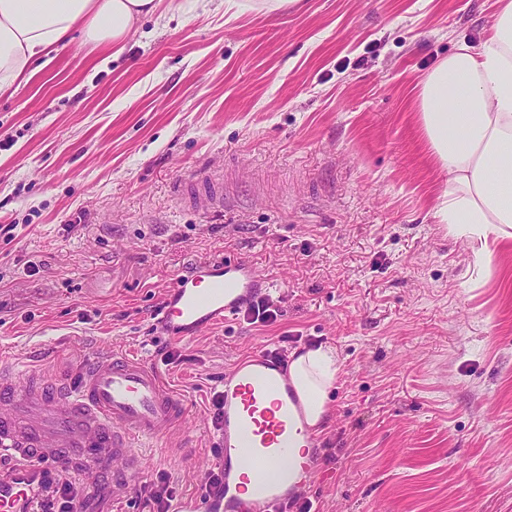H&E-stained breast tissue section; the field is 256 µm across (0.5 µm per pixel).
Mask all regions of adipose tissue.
<instances>
[{"instance_id": "adipose-tissue-1", "label": "adipose tissue", "mask_w": 512, "mask_h": 512, "mask_svg": "<svg viewBox=\"0 0 512 512\" xmlns=\"http://www.w3.org/2000/svg\"><path fill=\"white\" fill-rule=\"evenodd\" d=\"M158 0H0V91L31 77L51 50L81 33L85 41L122 51ZM414 110L428 148L448 184L436 214L450 233L512 229V0H496L480 47L460 45L414 90ZM339 371L335 347L294 349L288 381L304 419L294 454L310 456L307 436L330 415Z\"/></svg>"}]
</instances>
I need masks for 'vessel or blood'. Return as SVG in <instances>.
I'll use <instances>...</instances> for the list:
<instances>
[{
	"label": "vessel or blood",
	"instance_id": "vessel-or-blood-1",
	"mask_svg": "<svg viewBox=\"0 0 512 512\" xmlns=\"http://www.w3.org/2000/svg\"><path fill=\"white\" fill-rule=\"evenodd\" d=\"M195 205L221 207L224 188L205 178L181 186ZM267 278L232 259L194 265L182 274L160 307L170 335L191 337L235 316L266 294ZM226 452L224 495L217 503H186L180 512H274L301 498V484H285L291 457L288 430L303 417V406L282 366L265 357L237 363L224 377ZM183 414V403L160 383L154 369L118 353L93 355L77 382L23 377L0 368V512H42L54 472L95 475L127 491L145 463L141 440L162 438ZM252 485L241 497L235 483Z\"/></svg>",
	"mask_w": 512,
	"mask_h": 512
}]
</instances>
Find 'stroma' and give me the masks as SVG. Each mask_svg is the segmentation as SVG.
Wrapping results in <instances>:
<instances>
[{"mask_svg":"<svg viewBox=\"0 0 512 512\" xmlns=\"http://www.w3.org/2000/svg\"><path fill=\"white\" fill-rule=\"evenodd\" d=\"M494 3L161 9L117 59L76 38L0 96V367L75 379L108 349L149 362L185 407L125 496L83 482L86 512H141L163 475L199 497L225 374L319 344L340 373L314 512H512V238L439 222L446 180L407 99L457 45L480 47ZM210 172L223 210L178 198ZM221 257L267 278L277 321L168 336L167 290Z\"/></svg>","mask_w":512,"mask_h":512,"instance_id":"35a3bbf8","label":"stroma"}]
</instances>
